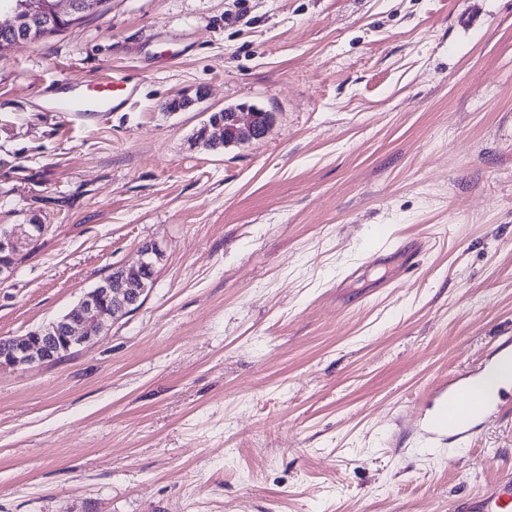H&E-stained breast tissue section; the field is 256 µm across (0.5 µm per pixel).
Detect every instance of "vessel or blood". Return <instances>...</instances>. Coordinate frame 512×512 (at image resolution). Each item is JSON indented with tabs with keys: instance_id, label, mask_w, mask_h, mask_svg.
<instances>
[{
	"instance_id": "b4317fda",
	"label": "vessel or blood",
	"mask_w": 512,
	"mask_h": 512,
	"mask_svg": "<svg viewBox=\"0 0 512 512\" xmlns=\"http://www.w3.org/2000/svg\"><path fill=\"white\" fill-rule=\"evenodd\" d=\"M68 94L54 104L55 111L94 113L117 112L134 97L137 85L127 73H107L105 80L91 86L78 80L66 83ZM449 401L443 416L431 420L429 427L436 433H447L452 439H468L477 431L474 413L495 414L500 410L498 400L489 397L481 387L450 382Z\"/></svg>"
}]
</instances>
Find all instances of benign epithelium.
Wrapping results in <instances>:
<instances>
[{"label": "benign epithelium", "mask_w": 512, "mask_h": 512, "mask_svg": "<svg viewBox=\"0 0 512 512\" xmlns=\"http://www.w3.org/2000/svg\"><path fill=\"white\" fill-rule=\"evenodd\" d=\"M106 3L107 0H8L0 5V44L16 42L19 33L35 41L57 29H76L89 9L102 8ZM270 121L257 108L243 104L224 116L219 130L228 129L242 141L258 140L267 134ZM45 232L43 224L0 225L1 280L14 274L17 257L35 246ZM159 252L154 243L140 247L136 264L117 268L112 278L86 292L68 313L22 336L11 337L6 349L0 351V368L52 363L59 353L69 352L88 340L87 331L106 327L137 308L153 281Z\"/></svg>", "instance_id": "1"}]
</instances>
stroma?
Masks as SVG:
<instances>
[{"label": "stroma", "mask_w": 512, "mask_h": 512, "mask_svg": "<svg viewBox=\"0 0 512 512\" xmlns=\"http://www.w3.org/2000/svg\"><path fill=\"white\" fill-rule=\"evenodd\" d=\"M112 68L126 109L50 111ZM242 103L265 138L194 142ZM1 224L48 230L0 337L163 257L102 335L0 369V512H451L512 477V391L425 428L512 340V0H109L2 45ZM448 396L443 416L430 420L428 425L433 435L447 431L448 440H466L478 430L479 424L472 418L475 412L497 414L500 410L499 399H492L479 386L451 381Z\"/></svg>", "instance_id": "obj_1"}]
</instances>
